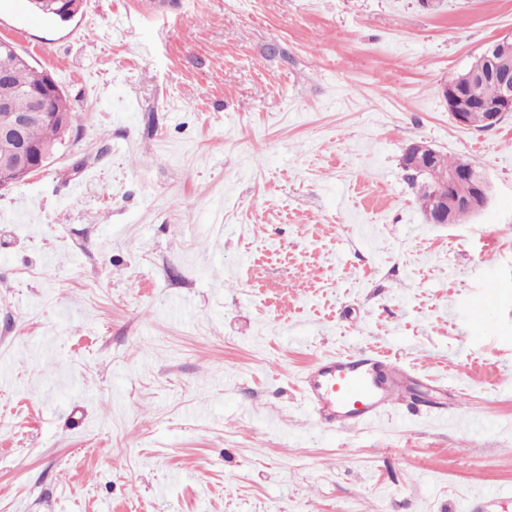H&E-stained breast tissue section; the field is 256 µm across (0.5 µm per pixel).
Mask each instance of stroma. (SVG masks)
Wrapping results in <instances>:
<instances>
[{"label":"stroma","instance_id":"35a3bbf8","mask_svg":"<svg viewBox=\"0 0 512 512\" xmlns=\"http://www.w3.org/2000/svg\"><path fill=\"white\" fill-rule=\"evenodd\" d=\"M168 2L0 0L71 108L0 190V512H512V114L442 96L512 0ZM418 140L480 213L427 223ZM357 349L404 400L322 427L300 378ZM28 3L30 9L38 15L51 17L61 22H69L72 18L65 16L61 12L60 3H62V11L64 13L71 11L73 14H76L78 12L76 4L79 2L71 3L70 0H61V2L60 0H28ZM437 153L426 141H415L405 150L402 165L411 180L415 181L422 177L436 188L435 197L431 203L434 194L432 185L421 182L414 185L412 182V186L418 187V200L425 215L431 210V204L433 206L435 218L433 219L432 215L428 214V222L431 224H459L470 215L477 214L486 207L491 185L487 177L479 172L473 164L461 162L458 167L461 158L451 160L442 154L436 157ZM436 167L440 170L458 168L448 171L446 174L439 172ZM464 181H468L470 185ZM456 186L460 195L470 193L462 198L457 194ZM461 210L469 212L470 215H465L459 221H455L456 214Z\"/></svg>","mask_w":512,"mask_h":512}]
</instances>
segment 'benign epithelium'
<instances>
[{
    "label": "benign epithelium",
    "instance_id": "obj_1",
    "mask_svg": "<svg viewBox=\"0 0 512 512\" xmlns=\"http://www.w3.org/2000/svg\"><path fill=\"white\" fill-rule=\"evenodd\" d=\"M512 52V34L495 40L482 54L479 65L462 78L458 86L442 88V95L450 98L452 120L460 127H468L469 110L478 108L485 113L488 128H494L512 112V66L508 54ZM492 78L500 84V97L487 102L478 97L474 88L483 79ZM60 88L51 74H46L44 86L34 93V107L30 112H14L8 99H0V139L13 144L12 150L0 156V189L22 182L41 171L51 151L26 142L24 131L32 122L54 116L53 103ZM437 151L426 141H415L405 150L402 165L411 180L420 177L436 188L432 199L433 214L427 215L431 224H453L456 214L463 210L474 215L483 210L490 197L491 185L487 177L471 163L448 173L438 171L434 159ZM467 181L471 191L462 197L456 186Z\"/></svg>",
    "mask_w": 512,
    "mask_h": 512
}]
</instances>
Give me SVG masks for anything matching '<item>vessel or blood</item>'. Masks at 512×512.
<instances>
[{"instance_id": "b4317fda", "label": "vessel or blood", "mask_w": 512, "mask_h": 512, "mask_svg": "<svg viewBox=\"0 0 512 512\" xmlns=\"http://www.w3.org/2000/svg\"><path fill=\"white\" fill-rule=\"evenodd\" d=\"M401 370L387 356L357 350L315 361L301 379L320 424L359 427L379 420L400 392Z\"/></svg>"}]
</instances>
